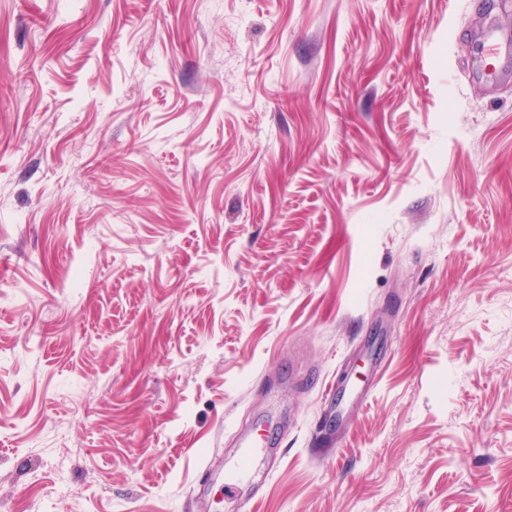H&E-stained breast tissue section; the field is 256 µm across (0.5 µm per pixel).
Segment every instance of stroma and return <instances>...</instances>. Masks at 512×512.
<instances>
[{"mask_svg":"<svg viewBox=\"0 0 512 512\" xmlns=\"http://www.w3.org/2000/svg\"><path fill=\"white\" fill-rule=\"evenodd\" d=\"M512 0H0V512H512ZM344 389L328 400L324 387ZM269 457L270 450L262 447L261 438L250 434L240 436L236 454L225 462L224 489L232 492L244 485L251 490L256 488L254 477L258 466H269Z\"/></svg>","mask_w":512,"mask_h":512,"instance_id":"stroma-1","label":"stroma"}]
</instances>
